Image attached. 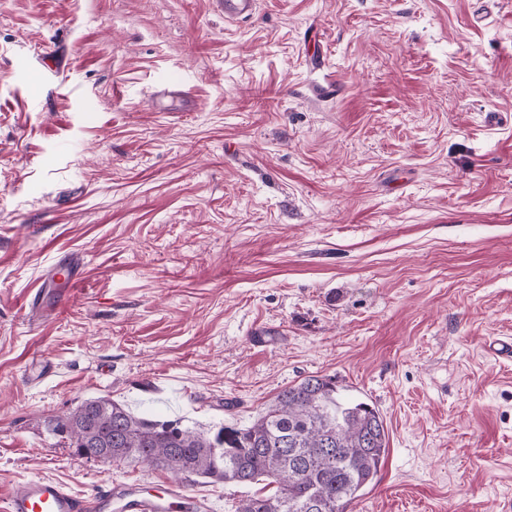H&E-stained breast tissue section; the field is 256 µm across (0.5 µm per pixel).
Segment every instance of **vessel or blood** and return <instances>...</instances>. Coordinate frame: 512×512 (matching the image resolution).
Wrapping results in <instances>:
<instances>
[{"instance_id":"obj_1","label":"vessel or blood","mask_w":512,"mask_h":512,"mask_svg":"<svg viewBox=\"0 0 512 512\" xmlns=\"http://www.w3.org/2000/svg\"><path fill=\"white\" fill-rule=\"evenodd\" d=\"M228 22L251 19L258 0H218ZM207 498L197 496L179 482L146 494L140 482L108 483L88 497L73 494L53 479L24 481L10 491L5 512H210Z\"/></svg>"}]
</instances>
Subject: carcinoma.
<instances>
[{"label":"carcinoma","instance_id":"obj_1","mask_svg":"<svg viewBox=\"0 0 512 512\" xmlns=\"http://www.w3.org/2000/svg\"><path fill=\"white\" fill-rule=\"evenodd\" d=\"M54 431L87 458L147 462L184 482L263 483L234 512H347L374 484L389 440L375 406L344 396L330 375L282 389L244 428L204 434L95 398L58 418Z\"/></svg>","mask_w":512,"mask_h":512}]
</instances>
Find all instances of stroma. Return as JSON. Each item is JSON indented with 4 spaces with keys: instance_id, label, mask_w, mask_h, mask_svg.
I'll return each mask as SVG.
<instances>
[{
    "instance_id": "1",
    "label": "stroma",
    "mask_w": 512,
    "mask_h": 512,
    "mask_svg": "<svg viewBox=\"0 0 512 512\" xmlns=\"http://www.w3.org/2000/svg\"><path fill=\"white\" fill-rule=\"evenodd\" d=\"M498 339L512 0H0V501L170 482L54 434L86 399L213 433L331 375L389 433L348 512H512ZM224 9V19L227 22H240L251 19L257 12V0H219L216 2Z\"/></svg>"
}]
</instances>
